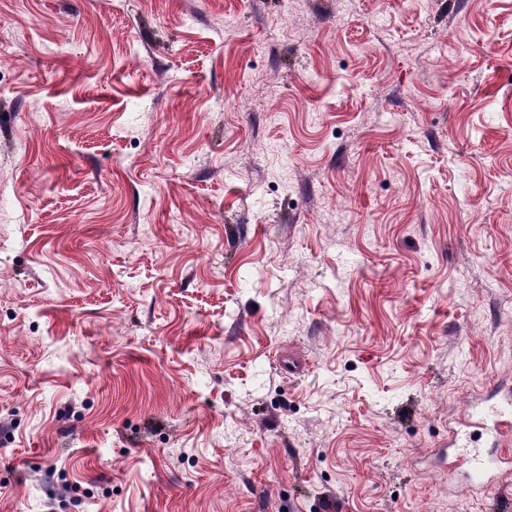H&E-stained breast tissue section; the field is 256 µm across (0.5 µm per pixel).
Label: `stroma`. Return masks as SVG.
<instances>
[{
  "label": "stroma",
  "mask_w": 512,
  "mask_h": 512,
  "mask_svg": "<svg viewBox=\"0 0 512 512\" xmlns=\"http://www.w3.org/2000/svg\"><path fill=\"white\" fill-rule=\"evenodd\" d=\"M0 512H512V0H0ZM469 424L472 427L483 430L487 441L491 445L489 451H480L477 448H464L457 442L459 433L449 430L450 447H463L457 457V462L468 469L469 484L478 489H483L492 481L505 461L511 463L512 446V397L508 393L501 403L492 407L488 412L473 410L468 415Z\"/></svg>",
  "instance_id": "stroma-1"
}]
</instances>
